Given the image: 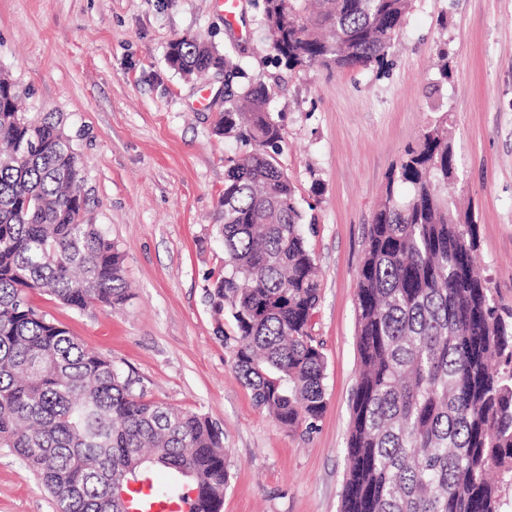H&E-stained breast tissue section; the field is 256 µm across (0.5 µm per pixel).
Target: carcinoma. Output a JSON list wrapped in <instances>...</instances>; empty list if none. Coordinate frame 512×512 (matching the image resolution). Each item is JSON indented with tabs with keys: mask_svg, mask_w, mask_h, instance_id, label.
<instances>
[{
	"mask_svg": "<svg viewBox=\"0 0 512 512\" xmlns=\"http://www.w3.org/2000/svg\"><path fill=\"white\" fill-rule=\"evenodd\" d=\"M408 0H263L277 62L381 67ZM184 75L224 73L215 132L247 150L226 160L224 274L233 369L255 405L289 429L326 407V359L312 334L318 271L305 215L278 161L270 91L193 34L171 42ZM0 71V448L38 477L56 512H125L198 490L224 503L220 432L205 417L135 394L111 358L86 348L29 300L84 311L126 302L124 254L84 220L80 161L60 115L30 116ZM448 114L406 147L368 226L357 289L360 370L344 448L341 512H509L512 319L475 269L476 221L442 189L455 177ZM169 476L166 486L155 473Z\"/></svg>",
	"mask_w": 512,
	"mask_h": 512,
	"instance_id": "obj_1",
	"label": "carcinoma"
}]
</instances>
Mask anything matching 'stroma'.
Returning <instances> with one entry per match:
<instances>
[{
    "mask_svg": "<svg viewBox=\"0 0 512 512\" xmlns=\"http://www.w3.org/2000/svg\"><path fill=\"white\" fill-rule=\"evenodd\" d=\"M201 36L271 91L278 157L313 225L321 271L313 334L327 405L313 430L255 406L232 366L236 327L213 283L224 268L227 159L244 145L214 133L224 79L185 77L170 43ZM447 53L451 76L436 63ZM262 0L235 28L219 0H0V70L29 114L59 112L82 162L85 218L125 253L130 297L117 309L31 302L134 379L144 399L199 413L224 433L222 512H339L359 360L357 277L390 172L447 111L457 180L470 204L476 264L512 312V0H410L383 68L290 71L274 62ZM0 512H55L35 475L0 448Z\"/></svg>",
    "mask_w": 512,
    "mask_h": 512,
    "instance_id": "stroma-1",
    "label": "stroma"
}]
</instances>
